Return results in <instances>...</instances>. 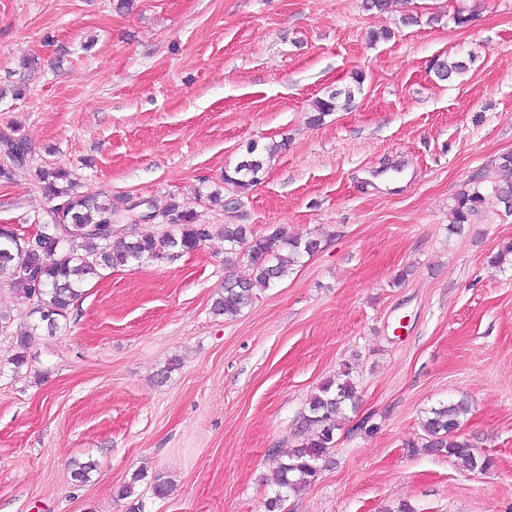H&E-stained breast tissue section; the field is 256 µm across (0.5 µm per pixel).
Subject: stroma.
<instances>
[{"label":"stroma","instance_id":"35a3bbf8","mask_svg":"<svg viewBox=\"0 0 512 512\" xmlns=\"http://www.w3.org/2000/svg\"><path fill=\"white\" fill-rule=\"evenodd\" d=\"M118 2L0 0V136L32 151L0 181V224L44 219L33 170L50 165L80 195L184 202L213 235L88 283L51 335L0 278V512H265L310 396L346 366L355 405L284 512H512V266L494 261L512 214L491 193L512 154V0ZM438 57L469 69L438 80ZM253 143L281 150L240 195L221 181ZM218 186L222 209L203 198ZM226 224L320 247L228 320L212 301L250 266L225 253ZM462 398L481 472L422 446L423 412ZM76 459L97 464L81 486ZM342 94L344 95L347 103L352 100V97H354L353 91L351 89H347L343 92H332L327 97L317 99L315 101L314 108L315 114L310 117V122L313 124H319L326 115L330 112H335L339 107L338 101ZM486 197L479 189L463 192L456 199L452 209V224H467L470 216L482 208Z\"/></svg>","mask_w":512,"mask_h":512}]
</instances>
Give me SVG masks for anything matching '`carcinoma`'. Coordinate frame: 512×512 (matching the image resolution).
Returning <instances> with one entry per match:
<instances>
[{
  "label": "carcinoma",
  "instance_id": "1",
  "mask_svg": "<svg viewBox=\"0 0 512 512\" xmlns=\"http://www.w3.org/2000/svg\"><path fill=\"white\" fill-rule=\"evenodd\" d=\"M432 69L439 79L446 80L453 74L465 72L467 64L462 60L449 62L437 58L432 62ZM342 96L349 102L354 94L347 89L317 99L310 122L318 124L336 111ZM277 150L278 146L273 145L264 155L251 148L233 169L224 172L223 183L240 194L247 193L259 183L267 158ZM0 152L5 158L0 164V178L9 179L15 170L29 165L31 150L23 137H1ZM497 170L499 179L493 182L491 191L504 210L511 212L512 154L500 158ZM34 176L42 195L52 203L46 210L44 230L51 235L53 226L59 224L61 229L58 237L43 243L40 253L29 254L23 251V241L15 232L6 226L0 227V275H8L11 284L32 302L33 313L39 315V323L50 332L58 329L60 319L66 317L69 307L82 295L86 282L101 278L104 272L118 267L142 265L166 255L175 258L194 252L211 237L209 226L198 223L193 208L175 199L160 211L165 223L175 227V233L160 239L151 233L131 240L113 235L107 237L100 228L123 220H135L133 206H120L110 199L101 201L94 196L75 193L70 174L64 168L40 167L35 169ZM485 200L478 189L459 195L452 209V223H468ZM222 236L225 253L243 254L252 270L248 278L226 280L224 292L213 300L211 312L226 319L237 316L252 301L254 289L268 288L284 279L302 255H310L319 247L315 239L290 237L281 229L260 235L248 224H226ZM356 398V382L349 366L335 379L322 384L310 397L307 414L303 415L301 445L280 461L267 479L274 488V495L266 501L267 512H282L288 495L299 492L317 479L321 463L335 447L338 416L345 407L354 404ZM466 412L467 404L463 401L430 409L421 421L426 436L424 448L448 454L469 471H483L489 465V459L458 434L461 418ZM95 469L96 464L92 461H75L70 467V479L77 486L85 484Z\"/></svg>",
  "mask_w": 512,
  "mask_h": 512
}]
</instances>
